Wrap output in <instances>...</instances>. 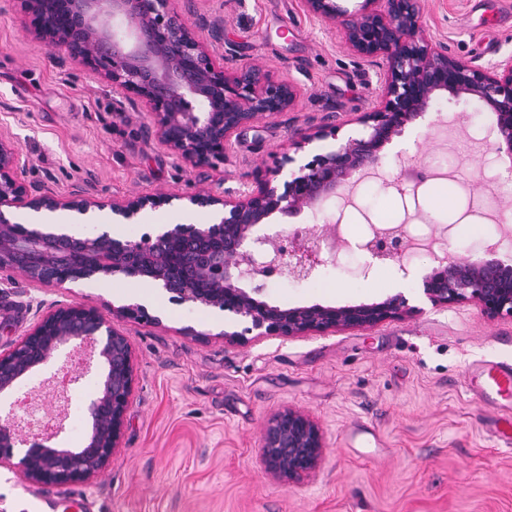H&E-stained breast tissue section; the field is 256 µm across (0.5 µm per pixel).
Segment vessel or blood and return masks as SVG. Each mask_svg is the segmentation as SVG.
Listing matches in <instances>:
<instances>
[{"label": "vessel or blood", "instance_id": "b4317fda", "mask_svg": "<svg viewBox=\"0 0 512 512\" xmlns=\"http://www.w3.org/2000/svg\"><path fill=\"white\" fill-rule=\"evenodd\" d=\"M466 390L478 401L500 407L504 415L496 419L489 433L503 447L512 446V363L479 361L466 377Z\"/></svg>", "mask_w": 512, "mask_h": 512}]
</instances>
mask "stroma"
<instances>
[{
	"instance_id": "obj_1",
	"label": "stroma",
	"mask_w": 512,
	"mask_h": 512,
	"mask_svg": "<svg viewBox=\"0 0 512 512\" xmlns=\"http://www.w3.org/2000/svg\"><path fill=\"white\" fill-rule=\"evenodd\" d=\"M183 10L223 20L224 40L239 59L265 65L297 83L293 112L248 131L224 165L191 170L147 136V113L134 111L110 85L82 65L59 61L24 28L20 0H0V135L11 138L30 181L66 193L102 197L159 191L182 194L208 186L216 195L242 189L257 170L273 168L294 130L334 113L341 136L361 132L357 113L379 92L375 68L357 62L337 32L304 14L296 0H183ZM431 36L476 66L512 56V0H422ZM491 113L442 101L439 112L394 140L376 174L354 181L342 197L265 225L289 235L336 228L337 254L321 250L309 282L268 279L266 298L283 307L347 306L403 293L415 314L369 330L249 338L225 344L234 319L215 309L177 305L161 289L114 277L41 288L18 271L0 272V351L11 349L39 311L57 303L88 302L101 311L139 303L155 323L115 319L135 354L137 380L121 448L90 482L37 486L0 469V512H51L48 498L78 495L88 512H512V451L497 447L488 429L497 409L463 389L477 360L512 363V319L489 318L470 302L433 306L422 279L434 265L421 244L447 241L457 256L474 259L512 229V176L491 161ZM436 169L451 206L439 202L435 180L417 184L405 170ZM397 210L412 246L402 264L362 275L364 252L351 239L360 227H380ZM210 208L182 202L143 212L111 227L137 241L166 225L216 222ZM202 338L182 335L184 327ZM61 351L17 391L39 409L53 410L49 380L67 360ZM95 375L68 391L65 444L83 440V403ZM291 407L313 417L326 442L318 471L285 483L258 462L266 420ZM373 424L376 448L346 444L349 427Z\"/></svg>"
}]
</instances>
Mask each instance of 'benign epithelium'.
<instances>
[{
	"label": "benign epithelium",
	"instance_id": "1",
	"mask_svg": "<svg viewBox=\"0 0 512 512\" xmlns=\"http://www.w3.org/2000/svg\"><path fill=\"white\" fill-rule=\"evenodd\" d=\"M32 39L56 50L59 59L88 68L112 85L129 105L148 113L147 133L190 169L224 163L242 133L292 111L301 96L294 82L257 63H240L213 43L224 39L219 22L193 21L179 10L180 0H21ZM307 15L337 27L351 54L379 69L382 93L358 116L364 127L334 146L343 121L329 119L295 129L272 174L255 173L234 196L206 187L187 194H149L103 200L83 190L57 193L27 180L18 146L0 135V270H18L42 286L122 275L147 281L175 304L218 309L244 324L224 331V343L247 336H303L311 332L365 329L418 312L402 293L379 302L349 306L281 307L264 298L266 279L279 272L294 282L308 280L322 265L315 240L327 226L288 249L281 236L261 232L273 216L291 217L340 197L354 176L382 165L384 148L404 130L451 96L493 114L496 160H509L512 174V57L489 67L457 58L448 44L434 39L422 20L421 0H362L352 12L338 0H299ZM210 28L209 38L200 31ZM318 152L288 174L283 187L274 178L297 162L312 144ZM216 208L219 222H180L152 237L122 241L107 233L45 232L12 221L5 210H67L86 215L110 208L131 221L147 209L173 201ZM409 247L401 228L375 229L363 246L369 261L400 263ZM435 306L474 302L489 318H512V265L493 259H450L434 266L422 281ZM112 316L160 320L139 305L112 308ZM90 349L91 357L64 373L63 388L101 367V381L86 410L91 430L77 448L58 442L64 418L46 416L42 429L22 437V399H14L0 420V467L39 486L86 483L106 469L122 447L125 419L136 374L129 337L94 305L58 303L38 315L22 339L0 352V398L14 395L27 376L54 360L70 345ZM325 441L308 415L285 408L267 421L259 463L286 483L319 468Z\"/></svg>",
	"mask_w": 512,
	"mask_h": 512
}]
</instances>
